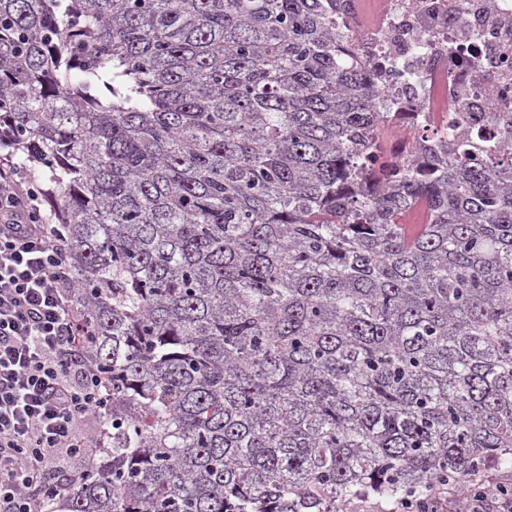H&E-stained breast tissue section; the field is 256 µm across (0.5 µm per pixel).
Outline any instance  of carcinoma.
<instances>
[{
  "label": "carcinoma",
  "mask_w": 512,
  "mask_h": 512,
  "mask_svg": "<svg viewBox=\"0 0 512 512\" xmlns=\"http://www.w3.org/2000/svg\"><path fill=\"white\" fill-rule=\"evenodd\" d=\"M375 96L323 0H0V143L51 173L107 389L67 512H340L512 455V173L386 169Z\"/></svg>",
  "instance_id": "carcinoma-1"
}]
</instances>
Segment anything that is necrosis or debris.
<instances>
[{
    "label": "necrosis or debris",
    "instance_id": "1",
    "mask_svg": "<svg viewBox=\"0 0 512 512\" xmlns=\"http://www.w3.org/2000/svg\"><path fill=\"white\" fill-rule=\"evenodd\" d=\"M338 49L370 69L379 111L396 113L391 167L421 163L437 144L467 139L512 159V0H329Z\"/></svg>",
    "mask_w": 512,
    "mask_h": 512
}]
</instances>
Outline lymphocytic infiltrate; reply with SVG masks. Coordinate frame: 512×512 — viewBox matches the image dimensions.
<instances>
[{
    "label": "lymphocytic infiltrate",
    "instance_id": "f902f5d3",
    "mask_svg": "<svg viewBox=\"0 0 512 512\" xmlns=\"http://www.w3.org/2000/svg\"><path fill=\"white\" fill-rule=\"evenodd\" d=\"M40 189L0 171V512H49L104 447L85 424L103 405L92 331L67 286L69 250ZM390 512H512V487L444 480Z\"/></svg>",
    "mask_w": 512,
    "mask_h": 512
}]
</instances>
